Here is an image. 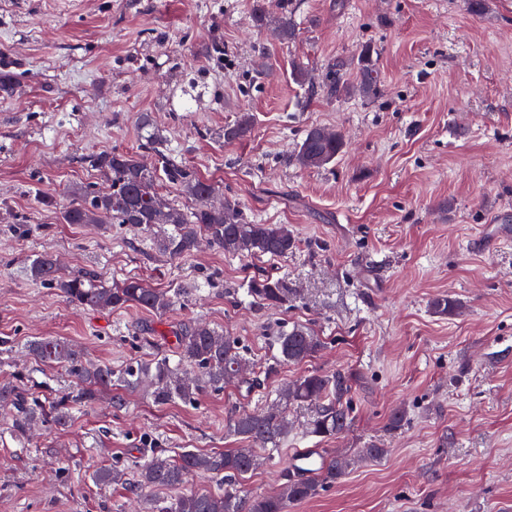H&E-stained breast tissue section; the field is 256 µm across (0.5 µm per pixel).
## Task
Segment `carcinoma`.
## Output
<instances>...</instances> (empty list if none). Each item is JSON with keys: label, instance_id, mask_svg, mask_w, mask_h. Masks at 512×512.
<instances>
[{"label": "carcinoma", "instance_id": "obj_1", "mask_svg": "<svg viewBox=\"0 0 512 512\" xmlns=\"http://www.w3.org/2000/svg\"><path fill=\"white\" fill-rule=\"evenodd\" d=\"M281 16L277 19L280 41L295 39L296 27L288 17V0H280ZM360 81L351 87L345 78L344 64L327 73L323 85L332 95L356 91L366 97L377 92L378 73L370 50L358 59ZM251 116L240 115L236 123L224 128V141L231 143L247 136ZM142 148L155 152L161 169L144 166L129 152H103L88 157L90 167L102 172L109 181L104 191L87 186L73 202L63 208L66 224H133L149 236L153 248L171 259H180L193 252L198 237L205 236L225 253L242 259L269 255L286 257L297 248L293 229L287 224H261L249 219L231 200L214 208L209 200L221 192V186L194 176L178 153L164 146L153 134L143 137ZM343 147L339 134L324 127L309 128L295 148L293 159L301 168L320 169L336 159ZM180 187L188 204L164 200L156 207L160 180ZM28 280L57 289L78 309L112 310L137 305L155 315H165L186 291L169 293L153 288L140 279L104 282L94 272L73 275L60 272L54 256L41 252L28 261ZM243 295L259 305L288 308L296 299L294 289L285 277L274 278L260 273L250 276L242 285ZM459 307L456 299L439 295L431 301V310L438 316L453 313ZM175 354L128 362L120 367L111 364H90L84 352L58 336L40 337L30 341L26 352L36 363L59 367L74 378L69 389L42 396L36 387L24 381L0 386V405H8L12 415L0 430L17 440L26 439L41 425L47 429H64L71 425L74 412L93 404L101 393H112L113 407L125 406V394L146 387L152 402L165 406L180 401L195 405L207 391H221L230 384L252 389L258 385L247 377L251 366L248 351L240 341L224 331L199 321H189L177 328ZM271 354L265 369L300 363L316 356L322 342L313 333L299 326L281 330L271 337ZM352 382L348 375L310 372L301 375L271 392L274 399L264 409H246L232 414L227 432L243 442L261 448H228L220 453L203 454L183 449L169 451L149 449L141 461L127 471L101 468L94 474L99 485H123L131 492L147 494L158 488H175L182 493L170 502L149 504V512H288V505L311 498L336 483L351 460L331 455L310 478L287 469L284 483L273 493L242 494L240 480L266 462L275 460L288 438L286 407L305 408L311 415L306 433L322 439H338L351 427ZM199 474L218 478L223 489L185 488Z\"/></svg>", "mask_w": 512, "mask_h": 512}]
</instances>
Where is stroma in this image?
<instances>
[{
	"label": "stroma",
	"instance_id": "1",
	"mask_svg": "<svg viewBox=\"0 0 512 512\" xmlns=\"http://www.w3.org/2000/svg\"><path fill=\"white\" fill-rule=\"evenodd\" d=\"M253 0H0V339L11 341L0 384L16 374L66 388L69 377L24 345L66 338L87 359L120 365L171 354L173 331L198 319L237 337L262 372L276 330L303 326L322 341L263 390L225 386L195 406H155L148 391L76 410L63 431L0 438V512H143L132 492L96 484L102 467L131 465L161 445L202 453L240 447L232 409L317 371L353 382V424L341 438L301 436L291 411L287 453L331 449L346 474L288 512H512V0H292L297 39L254 27ZM370 49L379 92L326 96L336 61L356 78ZM245 139L225 142L241 114ZM150 124L196 176L218 182L249 218L290 225L288 257L239 259L200 241L181 259L157 253L135 226L65 224L60 213L102 177L90 155L133 152ZM324 126L344 142L322 169L292 154ZM57 196L50 207L38 194ZM53 253L63 272L191 287L164 316L138 306L75 309L24 273ZM295 288L282 309L238 302L249 275ZM459 309L440 317L431 300ZM406 420L391 429L394 409ZM386 454L366 459L363 449ZM285 457L242 481L271 493Z\"/></svg>",
	"mask_w": 512,
	"mask_h": 512
}]
</instances>
